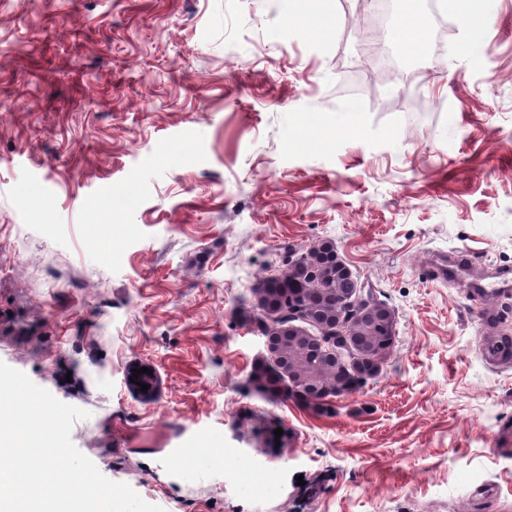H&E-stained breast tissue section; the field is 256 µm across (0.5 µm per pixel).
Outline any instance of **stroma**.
Returning a JSON list of instances; mask_svg holds the SVG:
<instances>
[{
  "mask_svg": "<svg viewBox=\"0 0 512 512\" xmlns=\"http://www.w3.org/2000/svg\"><path fill=\"white\" fill-rule=\"evenodd\" d=\"M325 7L0 0V361L88 411L74 444L163 512H512L494 298L433 273L512 269V0L478 52L419 0L402 70L370 57L372 0ZM323 241L396 341L317 412L251 387L248 317Z\"/></svg>",
  "mask_w": 512,
  "mask_h": 512,
  "instance_id": "obj_1",
  "label": "stroma"
}]
</instances>
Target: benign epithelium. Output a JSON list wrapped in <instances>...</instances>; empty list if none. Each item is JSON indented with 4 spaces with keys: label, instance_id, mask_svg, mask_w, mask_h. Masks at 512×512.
<instances>
[{
    "label": "benign epithelium",
    "instance_id": "1",
    "mask_svg": "<svg viewBox=\"0 0 512 512\" xmlns=\"http://www.w3.org/2000/svg\"><path fill=\"white\" fill-rule=\"evenodd\" d=\"M285 288H259L258 310L271 323L266 346L272 360L294 388L306 386L304 375L283 354L285 342L308 340L315 343L323 358L350 368L356 375L373 377L382 367L390 350L380 351L378 344L366 349L352 345L348 337L366 332L372 336H390L395 331L391 311L358 288L352 295L332 294L325 306H316L310 295L283 297Z\"/></svg>",
    "mask_w": 512,
    "mask_h": 512
}]
</instances>
